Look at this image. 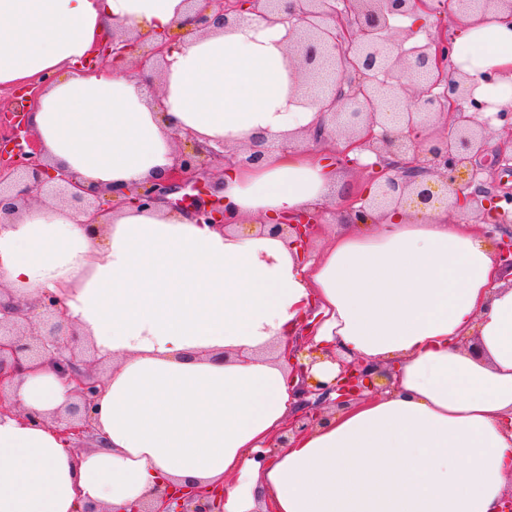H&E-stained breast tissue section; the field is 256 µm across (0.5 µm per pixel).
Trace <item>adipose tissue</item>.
Here are the masks:
<instances>
[{"label": "adipose tissue", "mask_w": 512, "mask_h": 512, "mask_svg": "<svg viewBox=\"0 0 512 512\" xmlns=\"http://www.w3.org/2000/svg\"><path fill=\"white\" fill-rule=\"evenodd\" d=\"M184 0H0V87L41 84L30 123L47 163L105 188L172 162L174 132L258 150L224 171L234 225L124 204L88 227L33 204L0 227V302L54 296L109 361L78 451L51 418L74 400L43 364L0 393V512H122L166 485L224 491V512H500L512 492V273L489 215L405 206L335 234L322 253L266 227L346 189L323 151L282 149L324 121L295 95L289 23L183 35ZM166 38L162 73L81 61L113 36ZM451 61L476 97L512 102V28L462 19ZM496 72L495 83L483 76ZM161 78L159 98L148 84ZM330 383V352L395 365L382 393L274 437L299 407L283 354Z\"/></svg>", "instance_id": "obj_1"}]
</instances>
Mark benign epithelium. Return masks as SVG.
Segmentation results:
<instances>
[{"label": "benign epithelium", "mask_w": 512, "mask_h": 512, "mask_svg": "<svg viewBox=\"0 0 512 512\" xmlns=\"http://www.w3.org/2000/svg\"><path fill=\"white\" fill-rule=\"evenodd\" d=\"M456 17L495 13L500 21L512 25V0H293L288 23L297 27V37L290 50L291 64L298 69V87H310L331 76L336 92L322 111L330 115V127L320 128L309 137L318 145L332 136L356 133L350 148L375 155L374 190L362 193L348 204L353 223H365L369 212L405 204L429 208L441 203L448 211L469 209L475 213L492 212L495 216L489 235L499 237L498 260L512 270V193L492 188L479 167L486 137L499 122L512 130V106H499L474 96V85L467 76L448 82L451 41L448 36L426 35L421 42L406 49L404 44L421 32L424 24L402 27L399 16L430 14L436 10ZM192 12V35L211 27L227 28L248 12L261 19H272L280 12V0H185ZM168 44H146L134 36L112 39V44L92 51L88 66L98 64L106 55L112 59L136 57L139 66H161ZM36 94L28 98L21 118L9 125L10 135L0 147V226L20 208L39 195H45L88 216L87 224L98 223L108 201L123 200L141 208L163 202L174 210L193 211L203 222L222 229L229 227L224 200L212 195L207 171L229 161L226 147L215 149L196 144L192 151L173 154L164 175L148 185L133 184L108 189L104 196L97 189L86 188L78 173L52 171L41 159V148L29 123ZM445 123L434 138L423 132L436 119ZM348 148V149H350ZM348 149L337 159L357 163L348 157ZM433 176L431 182L423 179ZM321 213L313 212L283 219L269 225L273 236L291 237L292 244L305 250ZM45 320L44 330L31 344L19 331L28 314L20 305L0 306V386L7 378L19 376L32 365L48 358L58 373L74 384L79 402L53 423L66 438L80 443L89 432V409L98 394V381L89 370L78 347L64 344L58 336L63 328L62 313L54 297L48 295L37 305ZM340 373L336 384L310 387L304 381L307 367L294 364V374L302 381L299 390L304 408L292 415L278 444L285 447L288 436H299L323 420L325 406H347L366 391L377 392V379L392 383L393 367L346 360L335 356ZM336 392L339 397L330 398ZM223 495L195 487L171 493L161 490L153 498L136 500L123 512H221Z\"/></svg>", "instance_id": "obj_1"}]
</instances>
